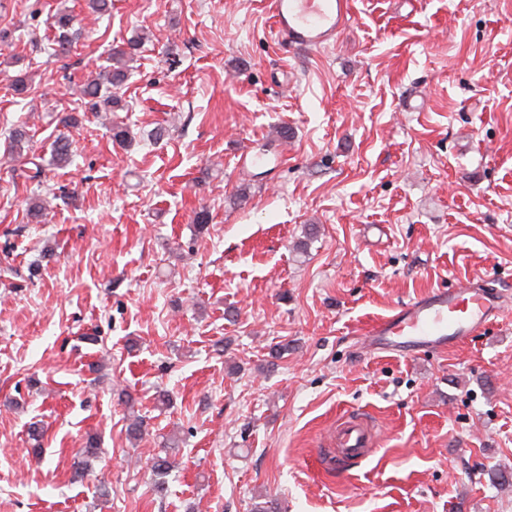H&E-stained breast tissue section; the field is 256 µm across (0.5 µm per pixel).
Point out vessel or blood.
<instances>
[{"mask_svg":"<svg viewBox=\"0 0 512 512\" xmlns=\"http://www.w3.org/2000/svg\"><path fill=\"white\" fill-rule=\"evenodd\" d=\"M279 45L323 48L350 24L348 0H272ZM504 312L503 295L472 279L454 288L435 289L398 306L367 333L369 350L409 354L465 341L485 331ZM343 460L361 463L378 447L363 423L349 421L336 431Z\"/></svg>","mask_w":512,"mask_h":512,"instance_id":"obj_1","label":"vessel or blood"}]
</instances>
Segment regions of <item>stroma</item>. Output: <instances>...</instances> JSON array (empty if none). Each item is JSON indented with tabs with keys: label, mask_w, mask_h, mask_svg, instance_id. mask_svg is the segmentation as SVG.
Returning <instances> with one entry per match:
<instances>
[{
	"label": "stroma",
	"mask_w": 512,
	"mask_h": 512,
	"mask_svg": "<svg viewBox=\"0 0 512 512\" xmlns=\"http://www.w3.org/2000/svg\"><path fill=\"white\" fill-rule=\"evenodd\" d=\"M351 5L336 42L287 52L269 0H0V512H512V0ZM135 38L118 106L92 111L83 84ZM22 122L42 158L72 141L40 187L8 158ZM476 277L505 301L481 337L364 348ZM357 414L378 450L323 466ZM75 22V16L69 12L61 11L58 12L52 23V29L54 30V38L57 48L56 53H60L63 56H67L72 47V40L70 30L73 28Z\"/></svg>",
	"instance_id": "1"
}]
</instances>
